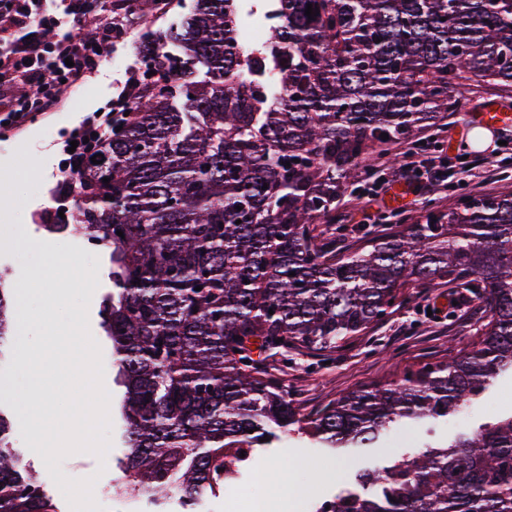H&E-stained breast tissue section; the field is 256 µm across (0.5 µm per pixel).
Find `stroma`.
<instances>
[{
    "mask_svg": "<svg viewBox=\"0 0 512 512\" xmlns=\"http://www.w3.org/2000/svg\"><path fill=\"white\" fill-rule=\"evenodd\" d=\"M192 0H174L169 11L156 18L144 13L133 35L114 46L98 74L73 89L65 103L49 115L34 117L22 131L0 130V272L6 275V286L17 289L24 283L37 262H45L51 271L63 270V258L73 265L98 266L99 285L89 305V328L99 344L104 365V386L112 401H119L122 389L117 384V367L112 360V341L102 325L101 310L112 294L109 278L110 253L98 255L85 252L78 241L67 240L64 234L50 233L44 228L58 205L60 186L64 180L63 142L84 113L104 106L128 69L137 67L141 55L137 40L143 33L168 27L178 22ZM460 106L445 114L438 126L419 131L418 139H430L433 155L448 164L450 187L447 192L424 191L419 205L409 199H394L393 188H386L374 203L378 222L375 234L397 230L405 217L422 214L423 203L434 200L439 210L455 206L463 197L492 194L512 189V126L492 134L485 146L472 142L468 123L471 114L481 111L490 101L498 102L512 113V90L486 82L466 79L455 94ZM476 159L473 180L462 181L459 174L463 157ZM479 296L468 289L447 284L415 288L409 298L391 315L372 326L361 337L338 347L330 359L291 351L287 354L268 352L260 362L268 373L287 385L295 405L309 413L323 404L358 387L400 379L418 366L447 359L449 349L464 350L474 339L476 328L486 314L479 310ZM30 307L40 318L39 325L30 326L26 334L11 333L0 343V384L12 379L24 348L35 344L39 328L53 326L55 321L70 323L72 314L56 318L46 309L42 295H34ZM512 392V376H500L466 411L449 416L447 424L435 425L413 435L414 443L422 445L454 439L462 431L472 432L493 417L512 413V402L504 392ZM0 415L11 423L10 445L18 457L20 470L33 476L43 487L54 512H68L67 501L51 479L39 455L25 444L20 431L23 423L11 396L0 393ZM112 445L105 460L95 455L78 453L63 459L59 468L67 476L84 479L98 476L100 485L110 486L124 478L122 461L126 454L124 424L112 416ZM383 448H361L345 456H337L326 464L322 449L299 442L286 434L273 447L257 449L246 470L247 482L264 477L261 491L265 498L284 499L286 512H303L300 493H318L321 500H332L341 489L354 485L357 471L367 469L386 456ZM286 466L284 475L272 472L273 464Z\"/></svg>",
    "mask_w": 512,
    "mask_h": 512,
    "instance_id": "1",
    "label": "stroma"
}]
</instances>
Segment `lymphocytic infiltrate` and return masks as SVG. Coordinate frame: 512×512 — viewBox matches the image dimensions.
I'll list each match as a JSON object with an SVG mask.
<instances>
[{
	"label": "lymphocytic infiltrate",
	"mask_w": 512,
	"mask_h": 512,
	"mask_svg": "<svg viewBox=\"0 0 512 512\" xmlns=\"http://www.w3.org/2000/svg\"><path fill=\"white\" fill-rule=\"evenodd\" d=\"M85 15L82 0H0V123L7 130H21L33 112L55 111L68 89L98 71L125 31L122 20L109 17L99 22L94 36L81 35ZM132 107L129 93L121 92L73 131L78 145L66 160L68 181H75L87 160L100 152L113 115ZM389 175L391 181L420 189L448 186L445 161L413 149L405 151L403 164Z\"/></svg>",
	"instance_id": "1"
}]
</instances>
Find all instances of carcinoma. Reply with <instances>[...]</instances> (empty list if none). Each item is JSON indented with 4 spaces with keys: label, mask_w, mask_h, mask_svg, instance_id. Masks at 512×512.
Returning a JSON list of instances; mask_svg holds the SVG:
<instances>
[{
    "label": "carcinoma",
    "mask_w": 512,
    "mask_h": 512,
    "mask_svg": "<svg viewBox=\"0 0 512 512\" xmlns=\"http://www.w3.org/2000/svg\"><path fill=\"white\" fill-rule=\"evenodd\" d=\"M238 2L193 0L178 25L144 36L159 77L133 89L102 163L67 188L73 223L46 225L112 247L104 314L126 388L121 496L205 494L239 479L277 431L371 448L448 419L512 372L511 190L427 208L343 255L315 234L341 230L336 199L376 150L455 110L459 80L512 88V0H273L270 36L249 53ZM434 282L480 289L486 323L467 350L399 381L303 413L253 358L328 356ZM10 310L0 286V342ZM9 433L0 417V512H53L16 469ZM356 485L317 512H512V413Z\"/></svg>",
    "instance_id": "1"
}]
</instances>
